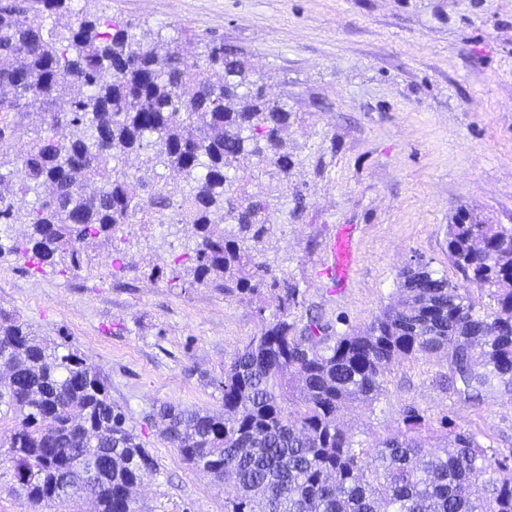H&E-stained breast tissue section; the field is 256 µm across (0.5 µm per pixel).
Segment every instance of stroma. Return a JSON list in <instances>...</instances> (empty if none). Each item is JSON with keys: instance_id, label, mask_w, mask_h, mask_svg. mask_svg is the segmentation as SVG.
I'll return each instance as SVG.
<instances>
[{"instance_id": "35a3bbf8", "label": "stroma", "mask_w": 512, "mask_h": 512, "mask_svg": "<svg viewBox=\"0 0 512 512\" xmlns=\"http://www.w3.org/2000/svg\"><path fill=\"white\" fill-rule=\"evenodd\" d=\"M72 8L189 37L190 66L223 43L269 99L287 104L288 184L304 207L272 209V233L255 255L298 285L301 304L288 314L296 328L313 316L333 335L370 322L397 303L399 271L419 260L467 287L448 255L453 217L467 209L512 224V0H73ZM343 231L355 259L341 280L332 246ZM125 235L121 271L103 264L106 248L78 275L0 257V310L68 345L107 382L159 466L133 491L145 512H224L233 486L187 466L151 415L164 405L221 410L215 381L271 320L275 294L237 300L186 276L170 283L186 232L135 224ZM435 372L394 367L386 396L348 404L340 425L367 445L395 432L412 404L512 449V396L492 391L476 414L433 385Z\"/></svg>"}]
</instances>
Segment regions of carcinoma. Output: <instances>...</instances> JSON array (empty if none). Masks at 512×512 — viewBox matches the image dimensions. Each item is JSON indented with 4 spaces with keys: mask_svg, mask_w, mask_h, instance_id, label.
I'll use <instances>...</instances> for the list:
<instances>
[{
    "mask_svg": "<svg viewBox=\"0 0 512 512\" xmlns=\"http://www.w3.org/2000/svg\"><path fill=\"white\" fill-rule=\"evenodd\" d=\"M42 9L70 12L68 0H0V255L81 271L124 228L180 209L192 283L241 299L280 291L279 314L216 381L222 410L155 414L188 466L234 485L226 512H512V455L448 417L436 423L409 404L402 426L366 447L337 423L346 404L380 400L394 366L423 357L442 367L434 384L471 409L494 389L512 393V225L466 209L448 225L449 256L473 287L419 261L399 273L397 307L339 336L320 335L313 319L297 335L286 316L299 289L253 255L270 231V202L229 176L251 155L274 170L269 196L284 197L294 166L288 106L267 99L222 43L190 69L179 41L88 13L45 31L35 23ZM35 109L42 134L22 155L3 152ZM58 127L70 136L56 137ZM133 152L144 158L129 173L118 162ZM160 168L183 182H160ZM15 224L28 226L24 239L11 237ZM226 224L237 233L224 234ZM6 417L15 427L0 438V467L13 470L17 496L142 512L127 490L156 477L158 463L99 372L0 310Z\"/></svg>",
    "mask_w": 512,
    "mask_h": 512,
    "instance_id": "carcinoma-1",
    "label": "carcinoma"
}]
</instances>
